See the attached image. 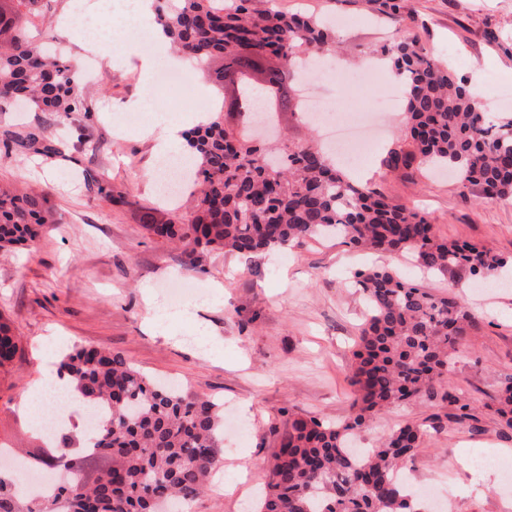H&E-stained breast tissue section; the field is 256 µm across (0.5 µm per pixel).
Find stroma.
<instances>
[{
	"label": "stroma",
	"mask_w": 512,
	"mask_h": 512,
	"mask_svg": "<svg viewBox=\"0 0 512 512\" xmlns=\"http://www.w3.org/2000/svg\"><path fill=\"white\" fill-rule=\"evenodd\" d=\"M276 9L306 12L338 24L345 70L357 72L392 29L360 0H274ZM408 26L421 45L439 53L467 78L485 103L512 86V0H410ZM155 70L168 68L156 49L136 40L98 60L80 81L83 112H34L0 107V185L17 192L44 190L54 221L33 250L0 252V318L19 340L15 358L0 368V446L19 455L46 448L44 432L21 406L23 393L44 382L49 369L76 345L121 352L141 372L179 381L191 393L224 404L222 482L186 504L185 512H253L269 479L275 438L292 415L338 422L350 412L347 369L356 348L365 298L352 274L389 267L433 292L451 293L480 318L455 358L450 384L469 400L477 429L455 422L456 406L433 400L399 405L373 416L361 431L374 447L397 425L442 414L443 428L407 460L416 485L449 488L445 512H512V481L499 471L469 473L463 453L512 461V429L489 408L512 379V266L475 291L467 276L423 273L401 253L370 256L333 238L312 240L248 257L214 249L186 255L184 247L148 233L144 215L164 224L186 213L185 197L168 203L155 186L156 155L143 124L111 126L117 115L150 107L153 117L198 108V98L172 103L143 77L141 56ZM314 93L343 112L372 111L391 95V77L374 86L313 83ZM401 111L387 112L388 134L373 143L350 178L380 186L387 195L425 212L441 237L478 244L512 257V198L481 202L461 195L445 175L390 174L380 159L401 126ZM43 130L53 150L19 146ZM205 285L196 295L195 325L178 326L177 338L155 332L146 320V293L165 298L173 285ZM204 329L214 355L194 351Z\"/></svg>",
	"instance_id": "1"
}]
</instances>
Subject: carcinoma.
I'll return each mask as SVG.
<instances>
[{
    "label": "carcinoma",
    "mask_w": 512,
    "mask_h": 512,
    "mask_svg": "<svg viewBox=\"0 0 512 512\" xmlns=\"http://www.w3.org/2000/svg\"><path fill=\"white\" fill-rule=\"evenodd\" d=\"M0 9V102H23L40 112H86L76 92V70L59 53L33 47L26 25L42 17L41 0H13ZM374 14L397 22L407 0H363ZM164 33L177 50L213 66L223 94L221 111L195 128L188 146L198 157L192 210L179 224L148 232L199 248L242 255L303 245L331 231L346 246L375 254L408 253L437 275H494L512 258L440 237L414 206L381 189L350 180L311 143H289L278 155L248 132L251 101L273 112L292 110L272 90H294L296 65L340 48L336 32L309 14H286L272 0H177L158 6ZM401 85L404 122L382 160L390 172L448 167L464 193L482 201L512 196V116L492 122L482 101L438 55L400 27L380 46ZM242 118L241 125L224 115ZM41 193L0 187V250L32 249L39 227L54 223ZM367 311L349 380V415L330 423L295 416L279 435L269 481L256 512H417L397 482L403 463L442 428L431 414L398 426L376 448L353 450L367 419L400 403L441 396L458 405L456 420H476L471 405L448 386L455 354L479 321L451 294H434L387 268L355 273ZM20 350L0 320V367ZM73 390L100 411L98 430L74 452L60 432L51 459L66 482L35 496L19 493L0 474V512H179L206 492L219 467L223 405L169 386L133 367L120 352L80 347L58 369ZM494 413L512 428V382L494 399Z\"/></svg>",
    "instance_id": "1"
}]
</instances>
